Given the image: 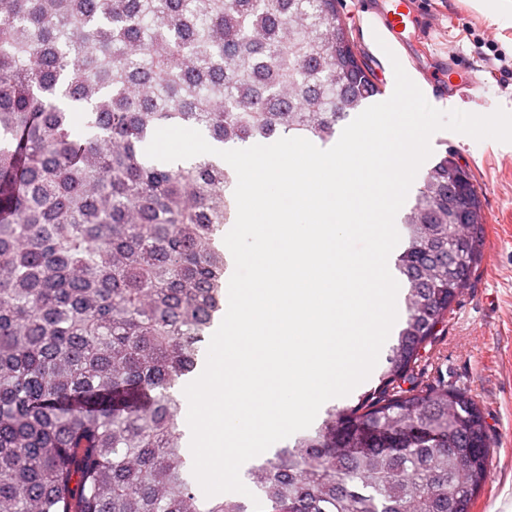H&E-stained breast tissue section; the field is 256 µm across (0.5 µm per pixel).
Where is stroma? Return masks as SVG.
Masks as SVG:
<instances>
[{"label": "stroma", "instance_id": "stroma-1", "mask_svg": "<svg viewBox=\"0 0 512 512\" xmlns=\"http://www.w3.org/2000/svg\"><path fill=\"white\" fill-rule=\"evenodd\" d=\"M377 0H340L347 36L373 80L400 62L438 109L512 113V21L493 20L471 0H416L430 29L414 53L385 54L375 35ZM475 72L478 85L451 102L436 101L434 78L444 59ZM431 162L453 150L472 174L485 222V244L470 288L422 352L418 386L453 385L474 394L494 442L490 473L471 512H512V143L442 130L432 135Z\"/></svg>", "mask_w": 512, "mask_h": 512}]
</instances>
